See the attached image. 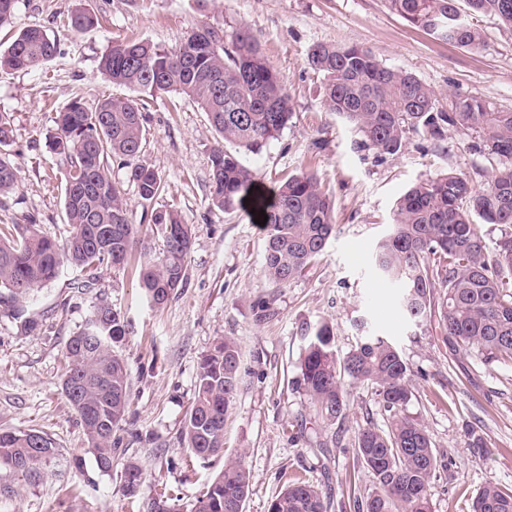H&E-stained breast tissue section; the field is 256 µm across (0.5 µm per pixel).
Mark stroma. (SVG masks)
<instances>
[{
	"label": "stroma",
	"mask_w": 512,
	"mask_h": 512,
	"mask_svg": "<svg viewBox=\"0 0 512 512\" xmlns=\"http://www.w3.org/2000/svg\"><path fill=\"white\" fill-rule=\"evenodd\" d=\"M74 8L92 14L97 25L82 32L64 26V13ZM474 22L483 38L477 49L409 26L383 0H19L11 23L0 27V43L41 25L54 31L60 52L34 71H0V114L15 129L7 151L17 169L14 189L0 200V224L32 220L41 235L65 241V160L50 138L58 111L71 101L90 107L129 96L128 88L99 71L113 44L146 40L172 48L195 27L233 25L259 40L294 112L276 139L239 158L269 191L288 175L317 174L335 202L336 234L304 276L285 286L269 281L263 225L249 209L225 212L209 204L217 134L206 112L176 93L141 97L142 159L157 169L163 191L148 204L126 185L127 217L139 224L152 209L172 205L192 224L183 286L163 307H151L138 288L144 255L137 252L125 268L105 269L89 288L80 287L78 269L63 268L23 302L22 313L0 302V429H36L56 446L37 474L24 477L0 466V512H144L163 488L189 512L225 460L237 457L252 477L243 512H268L272 497L295 475L329 497L330 512L366 497L373 476L354 466L353 443L359 428L387 421L374 386L350 388L338 444L333 426L292 389L305 346L298 327L320 320L333 325L338 353L367 332L401 349L412 370L408 410L447 461L431 483L433 512H469L474 492L488 481L512 488V364L488 369L451 353L436 322L408 320L398 288L379 276L372 260L410 186L451 171L482 189L495 166L475 153L472 136L454 128L440 142L411 133L394 155L359 148L353 126L326 108L323 76L307 63L314 44L361 45L386 67L430 87L440 108L458 93L512 111V30L490 15ZM101 301L128 319L118 352L132 379L129 422L109 475L97 469L62 389L66 342ZM31 319L39 324L33 332L25 329ZM227 336L239 347L242 383L224 424V453L191 461L179 442L181 423L201 357ZM471 428L487 440L488 454L470 448ZM129 461L143 470L133 497L123 493L118 473Z\"/></svg>",
	"instance_id": "obj_1"
}]
</instances>
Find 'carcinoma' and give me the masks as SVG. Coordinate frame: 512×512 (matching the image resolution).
Returning <instances> with one entry per match:
<instances>
[{
	"label": "carcinoma",
	"instance_id": "carcinoma-1",
	"mask_svg": "<svg viewBox=\"0 0 512 512\" xmlns=\"http://www.w3.org/2000/svg\"><path fill=\"white\" fill-rule=\"evenodd\" d=\"M408 24L434 38L476 49L481 31L470 22L490 14L512 28V0H384ZM94 25L88 13L72 9L67 26ZM57 52L56 36L42 26L20 31L0 50V70L33 71ZM308 65L325 77L323 96L330 112L353 124L360 145L395 154L407 135L422 130L441 140L450 127L473 136L472 148L500 164L485 189L448 172L421 181L398 199L393 224L374 251L379 275L403 290L401 307L418 325L436 319L444 343L454 353L472 356L485 367L512 363V111L477 97L448 96L438 107L435 92L414 75L383 66L363 46L319 43ZM112 83L136 93L176 92L206 112L220 142L211 155V202L228 212L249 203L268 216L264 230L265 276L278 285L301 277L322 255L336 233L334 203L311 173L284 179L269 201L257 190L252 173L228 142L257 153L288 126L292 109L287 89L264 56L259 41L241 27H200L166 49L148 41L113 45L99 63ZM52 149L64 155L65 245L36 232L0 226V295L22 302L56 280L64 265L83 273L82 286L108 267H125L142 238V225L127 219L121 185L112 181L110 163L125 169L126 182L145 201L161 191L158 171L140 161L144 149L142 113L134 98L107 97L89 108L73 101L59 112ZM17 171L0 151V196L10 193ZM499 230L494 255L483 231ZM149 231L162 252L148 258L139 273L140 288L153 307L166 304L182 287L192 225L173 207L151 211ZM440 292H435V289ZM127 334L121 312L107 303L93 306L84 328L65 345V396L80 417L88 452L97 468L112 473L123 445L117 435L127 422L131 381L127 362L114 350ZM306 341L293 389L307 396L317 415L334 424L347 407L345 383L371 384L389 417L385 427L368 424L354 438V463L371 472L373 491L354 499V512H432L429 489L441 466L420 420L407 413L411 368L397 346L370 335L340 356L327 321L303 322ZM241 384L239 350L224 338L199 363L195 393L179 438L195 458L224 450V422ZM55 452L54 441L36 429L0 430V465L31 474ZM140 467L121 473L123 491L138 493ZM250 473L237 459L224 469L192 506L191 512H238L247 498ZM330 502L315 485L296 479L272 497L268 512H329ZM471 512H512V490L488 481L479 487Z\"/></svg>",
	"mask_w": 512,
	"mask_h": 512
}]
</instances>
